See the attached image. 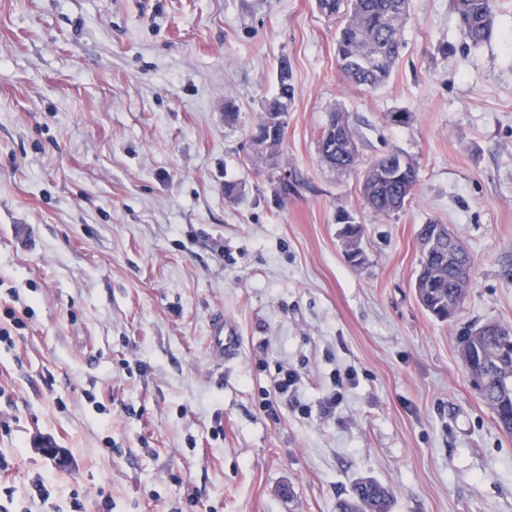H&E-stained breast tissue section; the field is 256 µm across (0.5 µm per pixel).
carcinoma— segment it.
Returning <instances> with one entry per match:
<instances>
[{
	"instance_id": "obj_1",
	"label": "carcinoma",
	"mask_w": 512,
	"mask_h": 512,
	"mask_svg": "<svg viewBox=\"0 0 512 512\" xmlns=\"http://www.w3.org/2000/svg\"><path fill=\"white\" fill-rule=\"evenodd\" d=\"M410 0H317L327 17L341 20L336 38V60L340 75L349 83L371 90L383 87L391 78L399 58L402 28L409 14ZM468 10L458 16L460 35L471 45L487 41L493 31L495 0H467ZM277 93L262 104L261 116L250 139L268 143L267 150H249L247 158L275 173L281 169L280 150L293 96L292 73L288 62L277 68ZM321 162L338 171L357 166L358 149L349 113L338 110L318 141ZM418 177L416 160L397 150L376 157L364 170L359 194L366 209L376 216H388L411 203ZM344 248L363 243L365 226L349 222L341 229ZM447 242L436 241L422 252L414 288L417 297L432 316L451 321L464 302L471 283L472 260L463 246L449 260ZM512 330L497 323L485 324L480 334L469 329L461 341L464 363L481 360L485 381L477 386L483 399L494 409L498 424L512 434V361L501 357V346ZM390 491L380 482L364 478L356 482L351 494L340 501L338 512H392Z\"/></svg>"
}]
</instances>
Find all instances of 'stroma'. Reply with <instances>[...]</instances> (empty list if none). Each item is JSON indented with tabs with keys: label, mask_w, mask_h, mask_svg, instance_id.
Segmentation results:
<instances>
[{
	"label": "stroma",
	"mask_w": 512,
	"mask_h": 512,
	"mask_svg": "<svg viewBox=\"0 0 512 512\" xmlns=\"http://www.w3.org/2000/svg\"><path fill=\"white\" fill-rule=\"evenodd\" d=\"M498 5L472 46L452 0H411L401 57L369 91L340 76L339 22L317 0H0V323L25 314L0 347V512L102 497L111 512H337L366 476L393 512H512V435L460 353L468 326L512 328V0ZM283 59L285 199L244 151ZM339 107L361 166L392 148L418 162L402 211L373 215L359 169L321 162ZM343 209L366 227L359 267ZM431 220L473 260L451 324L413 287ZM217 311L240 336L222 364ZM282 366L314 407L334 375L356 381L333 418H273L261 393ZM211 356L220 361H230L239 354V336L235 325L224 314H213L208 324Z\"/></svg>",
	"instance_id": "35a3bbf8"
}]
</instances>
